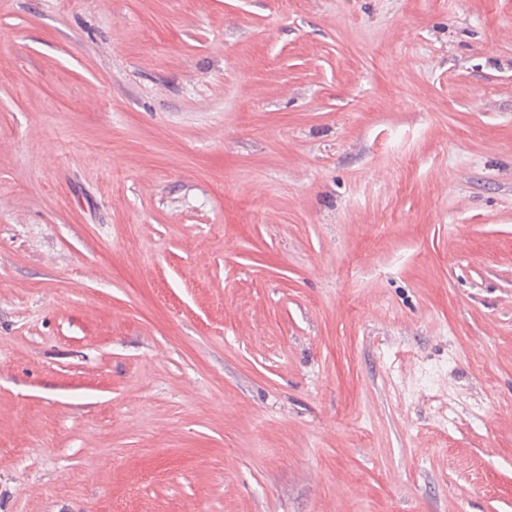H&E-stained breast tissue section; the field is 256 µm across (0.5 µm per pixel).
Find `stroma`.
I'll list each match as a JSON object with an SVG mask.
<instances>
[{"mask_svg": "<svg viewBox=\"0 0 512 512\" xmlns=\"http://www.w3.org/2000/svg\"><path fill=\"white\" fill-rule=\"evenodd\" d=\"M0 512H512V0H0Z\"/></svg>", "mask_w": 512, "mask_h": 512, "instance_id": "obj_1", "label": "stroma"}]
</instances>
